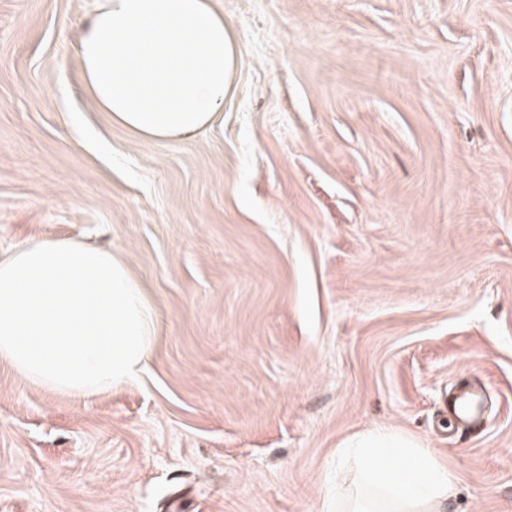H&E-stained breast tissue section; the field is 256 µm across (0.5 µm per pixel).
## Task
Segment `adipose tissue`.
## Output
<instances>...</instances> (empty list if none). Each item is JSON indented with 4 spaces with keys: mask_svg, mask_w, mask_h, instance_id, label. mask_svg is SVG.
Returning a JSON list of instances; mask_svg holds the SVG:
<instances>
[{
    "mask_svg": "<svg viewBox=\"0 0 512 512\" xmlns=\"http://www.w3.org/2000/svg\"><path fill=\"white\" fill-rule=\"evenodd\" d=\"M238 47L214 0H94L76 65L97 111L145 144L187 140L224 110ZM152 304L120 250L73 238L0 255V361L32 384L89 397L137 380L155 336ZM357 472L329 512H446L457 476L386 429L350 438Z\"/></svg>",
    "mask_w": 512,
    "mask_h": 512,
    "instance_id": "obj_1",
    "label": "adipose tissue"
}]
</instances>
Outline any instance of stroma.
<instances>
[{
  "label": "stroma",
  "mask_w": 512,
  "mask_h": 512,
  "mask_svg": "<svg viewBox=\"0 0 512 512\" xmlns=\"http://www.w3.org/2000/svg\"><path fill=\"white\" fill-rule=\"evenodd\" d=\"M216 6L223 114L144 145L81 85L92 0H0V255L119 249L157 319L90 399L0 363V512H328L376 428L454 469L447 512H512V0ZM482 395L464 388L459 395L448 401V413L460 422L476 426L480 418Z\"/></svg>",
  "instance_id": "stroma-1"
}]
</instances>
